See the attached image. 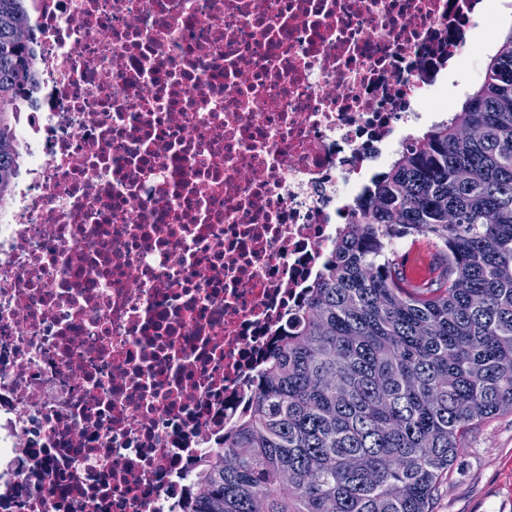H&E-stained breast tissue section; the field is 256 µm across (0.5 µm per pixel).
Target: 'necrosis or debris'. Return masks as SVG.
Here are the masks:
<instances>
[{"instance_id":"4bbe7bcc","label":"necrosis or debris","mask_w":512,"mask_h":512,"mask_svg":"<svg viewBox=\"0 0 512 512\" xmlns=\"http://www.w3.org/2000/svg\"><path fill=\"white\" fill-rule=\"evenodd\" d=\"M485 0H27L0 204V512H175Z\"/></svg>"}]
</instances>
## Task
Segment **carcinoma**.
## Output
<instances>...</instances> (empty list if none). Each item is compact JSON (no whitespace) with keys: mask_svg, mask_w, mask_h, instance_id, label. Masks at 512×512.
Instances as JSON below:
<instances>
[{"mask_svg":"<svg viewBox=\"0 0 512 512\" xmlns=\"http://www.w3.org/2000/svg\"><path fill=\"white\" fill-rule=\"evenodd\" d=\"M35 43L25 0H0V202ZM341 218L179 512H432L465 437L512 411V30ZM403 239L439 248L437 275L408 278Z\"/></svg>","mask_w":512,"mask_h":512,"instance_id":"carcinoma-1","label":"carcinoma"}]
</instances>
